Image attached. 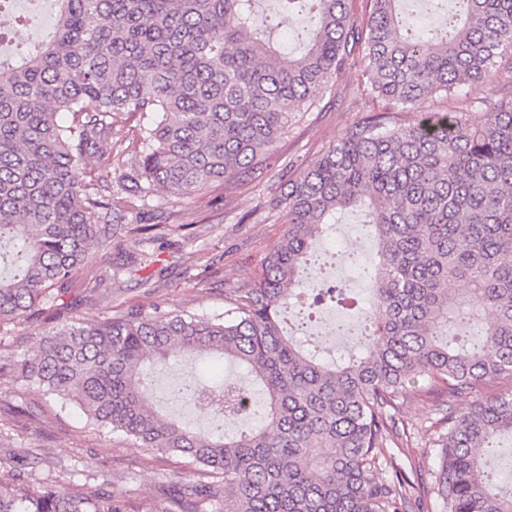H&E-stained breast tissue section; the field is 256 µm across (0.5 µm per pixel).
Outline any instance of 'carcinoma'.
Instances as JSON below:
<instances>
[{"label": "carcinoma", "mask_w": 512, "mask_h": 512, "mask_svg": "<svg viewBox=\"0 0 512 512\" xmlns=\"http://www.w3.org/2000/svg\"><path fill=\"white\" fill-rule=\"evenodd\" d=\"M53 30L17 61H0V325L51 311L55 325L17 377L77 405L92 423L141 448L192 459L178 512H412L419 489L387 456L396 414L413 396L448 399L433 492L446 512H512L482 452L512 434V390L464 411L473 390L512 380V0H428L442 28H404L402 0H368L366 27L346 0H57ZM364 91L397 105L453 102L403 123L375 112L288 179L267 201L288 232L262 277L231 290L225 318L130 310L80 321L61 297L107 247L122 213L160 187L192 201L216 181L244 183L267 165L292 115L319 106L356 62ZM468 85L493 112L481 126L455 98ZM94 108L89 109L86 103ZM61 112L72 114L68 126ZM138 118L112 160L85 159ZM149 143L139 150L138 142ZM364 212L375 256L345 257L369 294L357 351L342 363L308 353L283 331L292 305L350 302V283L304 278L317 238L349 209ZM458 281L462 288H450ZM296 303H291V300ZM246 369L263 402L189 377L181 398L218 405L236 433L202 432L147 405L153 373L180 357ZM391 475L377 476L379 461ZM0 512H140L83 485L0 481ZM138 129L137 121L136 119L131 120H120L118 123H116V126L114 127V133L112 136V143L108 141L107 143H104L102 145V153L99 151L98 153H95L94 155H91L87 157L86 159V169L88 171H92L98 167L100 164V156L107 157V155L111 152V147H115V141L117 140H123L122 144H125V146L128 145L129 141H132V138H135L136 131Z\"/></svg>", "instance_id": "1"}]
</instances>
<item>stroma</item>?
I'll list each match as a JSON object with an SVG mask.
<instances>
[{"mask_svg":"<svg viewBox=\"0 0 512 512\" xmlns=\"http://www.w3.org/2000/svg\"><path fill=\"white\" fill-rule=\"evenodd\" d=\"M359 79V69H352L319 109L297 113L275 144L269 166L253 181L214 184L186 205L185 229L170 230L165 219L173 203L165 192H156L150 200L153 230L118 233L77 273L68 294L76 317L87 321L128 309L223 314L230 304V288L260 277L266 257L288 230L285 211L270 213L260 204L269 191L281 190L282 171L299 173L369 113L386 110V103L358 91ZM98 277L103 283L95 297H88L86 284ZM339 322L348 325L350 335H335ZM42 326L38 320L0 327V479L21 471L33 484L50 480L61 486L101 487L136 503L141 512H149L171 490L195 479L196 468L188 457L135 447L111 428L90 424L78 407L60 406L37 383L16 379L9 366L38 344ZM360 327L353 312L327 306L307 333L343 349ZM197 365L188 357L171 363L156 377L147 397L156 409L204 427L210 416L173 393ZM399 415L420 428L411 454L419 479L432 485L435 444L444 430L439 415L412 398Z\"/></svg>","mask_w":512,"mask_h":512,"instance_id":"stroma-1","label":"stroma"}]
</instances>
